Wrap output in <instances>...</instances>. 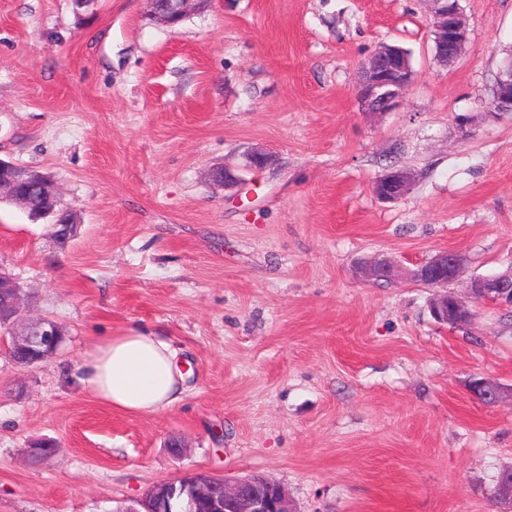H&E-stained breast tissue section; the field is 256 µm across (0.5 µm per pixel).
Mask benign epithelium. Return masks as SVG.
<instances>
[{"mask_svg": "<svg viewBox=\"0 0 512 512\" xmlns=\"http://www.w3.org/2000/svg\"><path fill=\"white\" fill-rule=\"evenodd\" d=\"M208 0H173L166 22L176 24L189 5H204ZM432 16L431 33L438 48L437 57L448 60L456 49L468 43V31L459 7V0H427ZM413 82V71L404 49L385 43L364 63L358 98L364 111L377 114L396 107L405 90ZM492 112H512V64L498 76ZM33 177L41 178L43 191L54 195L56 187L45 175L0 159V193L12 196L17 186ZM413 175L406 169H390L379 175L373 193L382 202H394L411 188ZM466 257L455 251H439L429 259L410 265L398 264L381 255L363 262L359 277L364 281L397 279L429 288H446L455 282ZM4 287L13 289L10 313L0 316V342L6 353L22 348L28 354L27 364L34 366L57 353L63 330L46 317L23 319L21 306L25 301L23 288L12 279ZM471 296L501 308L512 309V272L476 276L470 280ZM432 317L454 328L465 327L471 316L466 302L446 291L436 294L430 303ZM469 394L487 406L512 398V386L505 387L486 377H473L466 385ZM499 512H512V471L506 469L498 477L493 491ZM295 512L285 488L273 480L251 475L228 480L207 472H188L176 479L160 481L152 486L138 507L126 512Z\"/></svg>", "mask_w": 512, "mask_h": 512, "instance_id": "obj_1", "label": "benign epithelium"}]
</instances>
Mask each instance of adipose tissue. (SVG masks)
Masks as SVG:
<instances>
[{
  "label": "adipose tissue",
  "mask_w": 512,
  "mask_h": 512,
  "mask_svg": "<svg viewBox=\"0 0 512 512\" xmlns=\"http://www.w3.org/2000/svg\"><path fill=\"white\" fill-rule=\"evenodd\" d=\"M81 367L90 395L130 414H157L178 403L185 391L176 349L141 331L96 342L83 353Z\"/></svg>",
  "instance_id": "ef3b65f1"
}]
</instances>
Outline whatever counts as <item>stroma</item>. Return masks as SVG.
<instances>
[{
    "label": "stroma",
    "instance_id": "1",
    "mask_svg": "<svg viewBox=\"0 0 512 512\" xmlns=\"http://www.w3.org/2000/svg\"><path fill=\"white\" fill-rule=\"evenodd\" d=\"M460 5L469 43L444 68L428 0H210L174 27L150 0H0V158L50 176L79 224L61 245L0 200L21 315L65 330L29 368L0 346V512H127L191 470L267 477L297 512H498L512 402L465 384L512 385V311L475 301L455 329L431 289L354 273L456 250L462 296L512 265V112L489 110L512 0ZM384 42L415 79L372 115L357 87ZM393 166L414 181L383 203ZM131 329L190 370L153 416L80 383L84 351ZM40 440L56 448L31 460ZM413 175L406 169H390L379 175L373 185V193L382 202H394L411 188ZM466 388L474 399L487 406H493L505 397L512 400V386L505 387L490 378L472 377Z\"/></svg>",
    "mask_w": 512,
    "mask_h": 512
}]
</instances>
